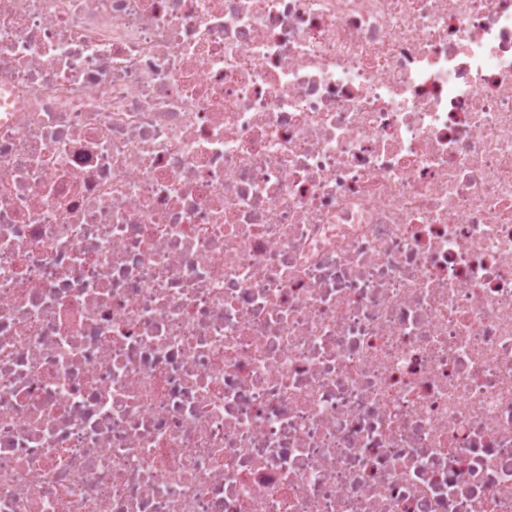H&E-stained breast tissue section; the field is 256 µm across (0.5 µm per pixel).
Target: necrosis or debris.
<instances>
[{
    "label": "necrosis or debris",
    "instance_id": "necrosis-or-debris-1",
    "mask_svg": "<svg viewBox=\"0 0 512 512\" xmlns=\"http://www.w3.org/2000/svg\"><path fill=\"white\" fill-rule=\"evenodd\" d=\"M0 512H512V0H0Z\"/></svg>",
    "mask_w": 512,
    "mask_h": 512
}]
</instances>
